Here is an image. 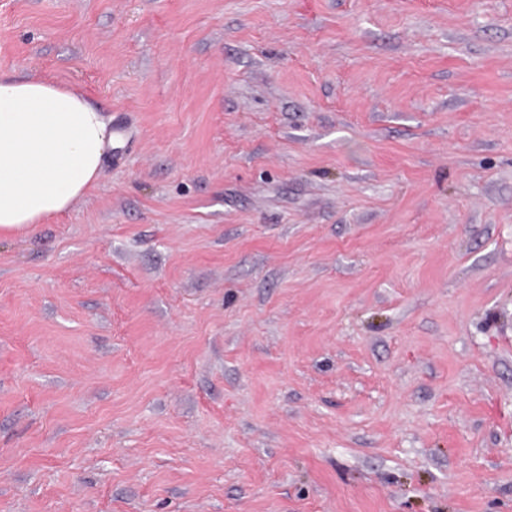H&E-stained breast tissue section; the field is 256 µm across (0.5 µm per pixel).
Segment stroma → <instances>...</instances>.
I'll return each instance as SVG.
<instances>
[{"label": "stroma", "mask_w": 512, "mask_h": 512, "mask_svg": "<svg viewBox=\"0 0 512 512\" xmlns=\"http://www.w3.org/2000/svg\"><path fill=\"white\" fill-rule=\"evenodd\" d=\"M120 130L0 235V512H512V0H0Z\"/></svg>", "instance_id": "35a3bbf8"}]
</instances>
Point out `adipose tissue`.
Segmentation results:
<instances>
[{"label": "adipose tissue", "mask_w": 512, "mask_h": 512, "mask_svg": "<svg viewBox=\"0 0 512 512\" xmlns=\"http://www.w3.org/2000/svg\"><path fill=\"white\" fill-rule=\"evenodd\" d=\"M112 145L78 89L0 79V233L67 210L96 182Z\"/></svg>", "instance_id": "ef3b65f1"}]
</instances>
